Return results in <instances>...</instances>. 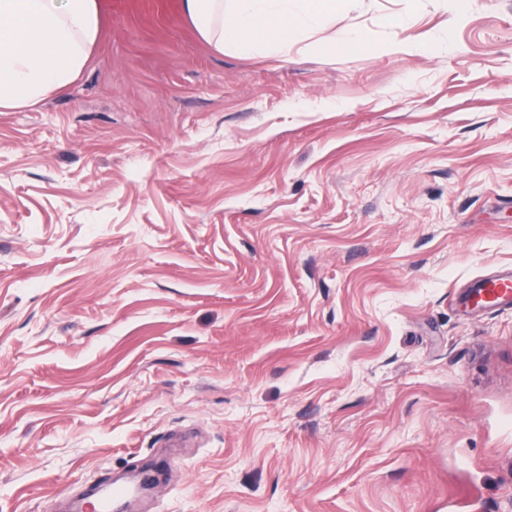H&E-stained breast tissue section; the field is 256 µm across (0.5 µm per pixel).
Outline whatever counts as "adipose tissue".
I'll list each match as a JSON object with an SVG mask.
<instances>
[{
  "instance_id": "obj_1",
  "label": "adipose tissue",
  "mask_w": 512,
  "mask_h": 512,
  "mask_svg": "<svg viewBox=\"0 0 512 512\" xmlns=\"http://www.w3.org/2000/svg\"><path fill=\"white\" fill-rule=\"evenodd\" d=\"M342 0H182L216 50L282 52L303 26L327 28ZM99 0H0V112L36 109L80 75Z\"/></svg>"
}]
</instances>
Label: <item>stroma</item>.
Instances as JSON below:
<instances>
[{
  "mask_svg": "<svg viewBox=\"0 0 512 512\" xmlns=\"http://www.w3.org/2000/svg\"><path fill=\"white\" fill-rule=\"evenodd\" d=\"M361 36L346 53L326 36ZM512 0H345L287 53L100 0L0 112V512H512ZM474 298L484 300L483 306H506L512 304V274L502 275L490 279L480 280L473 286Z\"/></svg>",
  "mask_w": 512,
  "mask_h": 512,
  "instance_id": "obj_1",
  "label": "stroma"
}]
</instances>
